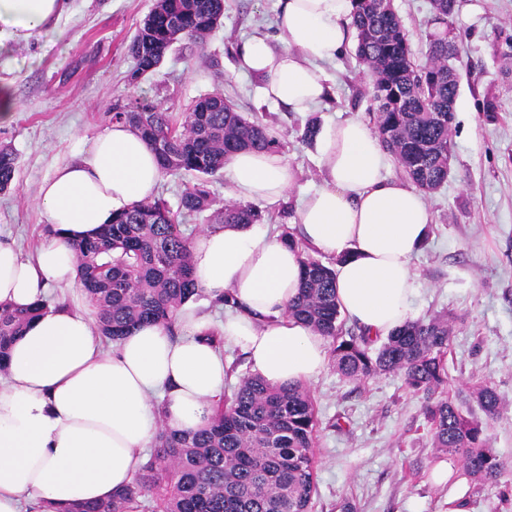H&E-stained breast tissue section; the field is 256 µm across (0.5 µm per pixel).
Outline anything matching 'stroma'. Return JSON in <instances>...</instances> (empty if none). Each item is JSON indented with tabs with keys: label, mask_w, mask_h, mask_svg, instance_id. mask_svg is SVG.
Returning a JSON list of instances; mask_svg holds the SVG:
<instances>
[{
	"label": "stroma",
	"mask_w": 512,
	"mask_h": 512,
	"mask_svg": "<svg viewBox=\"0 0 512 512\" xmlns=\"http://www.w3.org/2000/svg\"><path fill=\"white\" fill-rule=\"evenodd\" d=\"M155 0H67L59 21L65 39L36 36L0 47V86L16 103L0 125V144L17 156L16 187L0 194V236L23 254L45 237L37 205L42 180L75 158L83 137L110 120L115 102L136 93L180 116L197 99L223 91L240 112L267 124L296 172L285 203L263 206L270 232L293 224L299 198L324 183L315 143L301 136L308 122L372 121L370 80L354 47L326 64L330 98L305 113L260 100L257 82L237 68L240 39L277 38L276 0H224L222 25L203 45L181 40L154 76L129 88L134 67L127 46ZM415 61L425 59L430 0H393ZM459 88L453 162L448 180L425 201L432 215L426 242L413 260L412 306L421 319L452 317L448 390L464 414H478L467 388L492 383L500 398L491 444L512 462V0H457ZM495 96V117L483 112ZM308 386L316 405L317 493L312 512H512V475L476 486L461 464L439 452L421 411V398L395 374L361 383L327 366Z\"/></svg>",
	"instance_id": "obj_1"
}]
</instances>
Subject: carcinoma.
Wrapping results in <instances>:
<instances>
[{"instance_id":"obj_1","label":"carcinoma","mask_w":512,"mask_h":512,"mask_svg":"<svg viewBox=\"0 0 512 512\" xmlns=\"http://www.w3.org/2000/svg\"><path fill=\"white\" fill-rule=\"evenodd\" d=\"M456 0H431L436 31L425 61L412 59L406 33L388 0H356L352 26L356 54L371 79L378 109L374 132L419 189L431 192L448 180L459 75V36L452 17ZM224 0H159L128 45L135 66L128 85L154 75L181 39L203 44L221 25ZM111 120L124 121L155 151L166 174L191 175L179 209L202 213L212 206L208 179L224 172L241 150L279 149V140L216 90L174 119L167 110L128 95L113 105ZM17 157L0 148V193L15 181ZM215 226H247L263 220L252 204L228 202L214 212ZM190 237L160 200L135 203L116 215L94 240L76 246L79 285L96 311L106 342H119L142 324H171L194 296ZM47 307L0 303V372L16 336ZM288 313L332 339L336 371L350 382L396 373L422 395V413L433 445L457 459L474 481L497 485L505 465L491 446L499 414L496 389L473 384L469 399L484 418L466 416L448 395L447 357L453 327L444 317L409 322L378 348L357 328L339 323L334 269L308 254L302 258L298 296ZM316 410L303 384L274 386L257 374L240 377L230 404L219 403L209 427L198 432L160 430L153 452L132 481L102 503L63 512H138L150 498L157 512H309L315 485Z\"/></svg>"}]
</instances>
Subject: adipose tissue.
Masks as SVG:
<instances>
[{
  "instance_id": "obj_1",
  "label": "adipose tissue",
  "mask_w": 512,
  "mask_h": 512,
  "mask_svg": "<svg viewBox=\"0 0 512 512\" xmlns=\"http://www.w3.org/2000/svg\"><path fill=\"white\" fill-rule=\"evenodd\" d=\"M278 2L282 47L251 36L238 46V66L258 78L260 98L308 112L329 96L323 65L351 42L355 5ZM65 7L66 0H0V45L63 37ZM316 148L325 184L302 199L296 222L311 247L337 257L340 310L370 336L387 338L416 317L411 260L431 222L424 196L388 177L396 158L363 119L327 125ZM225 172L235 200L269 205L285 201L296 178L274 150L239 151ZM161 178L140 134L107 124L79 160L41 183L37 202L56 233L35 258L0 240V303L25 308L46 299L51 285L76 286V245L114 213L151 199ZM190 250L199 292L213 299L229 292L239 304L219 325L187 308L177 317L187 335L144 325L107 352L94 310L77 301L43 310L13 342L0 376V512H22L29 501H108L141 469L160 428H206L226 377L223 352L203 338L211 328L270 384L305 382L325 368L326 338L288 314L301 282L299 248L263 225L232 224L199 232Z\"/></svg>"
}]
</instances>
